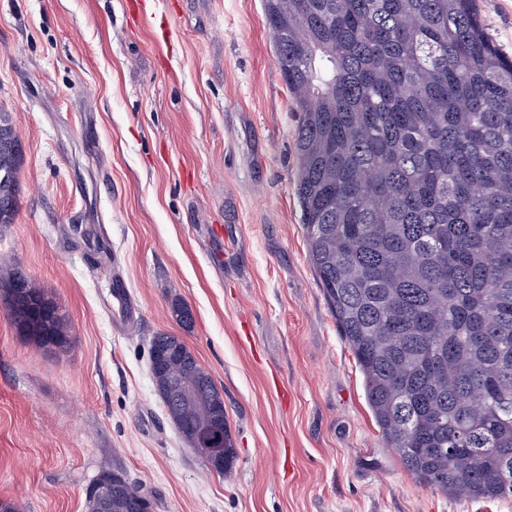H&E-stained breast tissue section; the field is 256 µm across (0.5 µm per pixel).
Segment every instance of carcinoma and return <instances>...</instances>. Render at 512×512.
Here are the masks:
<instances>
[{"instance_id":"carcinoma-1","label":"carcinoma","mask_w":512,"mask_h":512,"mask_svg":"<svg viewBox=\"0 0 512 512\" xmlns=\"http://www.w3.org/2000/svg\"><path fill=\"white\" fill-rule=\"evenodd\" d=\"M300 117L296 194L309 260L387 447L449 496L512 495V57L477 0H263ZM21 139L0 112V224L19 203ZM25 279L17 333L65 345L56 303ZM181 438L224 415L179 336L150 343ZM177 400H168L170 383ZM88 512H142L122 473Z\"/></svg>"}]
</instances>
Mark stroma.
I'll return each mask as SVG.
<instances>
[{
  "label": "stroma",
  "instance_id": "stroma-1",
  "mask_svg": "<svg viewBox=\"0 0 512 512\" xmlns=\"http://www.w3.org/2000/svg\"><path fill=\"white\" fill-rule=\"evenodd\" d=\"M479 5L512 55V0ZM0 109L23 145L0 274L21 265L70 335L37 347L0 305V500L87 512L108 466L154 512H512L418 483L382 440L309 261L262 0H0ZM160 332L224 395L225 474L155 390Z\"/></svg>",
  "mask_w": 512,
  "mask_h": 512
}]
</instances>
